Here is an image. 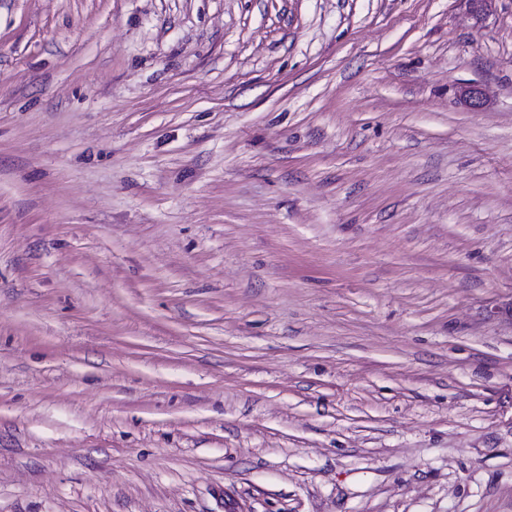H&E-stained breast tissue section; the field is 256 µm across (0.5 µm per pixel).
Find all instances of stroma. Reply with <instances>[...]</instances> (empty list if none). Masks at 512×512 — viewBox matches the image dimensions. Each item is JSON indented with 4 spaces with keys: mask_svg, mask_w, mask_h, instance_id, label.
<instances>
[{
    "mask_svg": "<svg viewBox=\"0 0 512 512\" xmlns=\"http://www.w3.org/2000/svg\"><path fill=\"white\" fill-rule=\"evenodd\" d=\"M0 512H512V0H0Z\"/></svg>",
    "mask_w": 512,
    "mask_h": 512,
    "instance_id": "obj_1",
    "label": "stroma"
}]
</instances>
